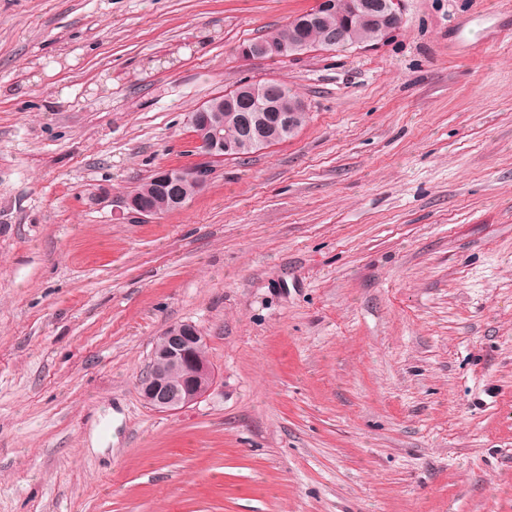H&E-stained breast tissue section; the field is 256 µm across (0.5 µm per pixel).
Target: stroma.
Returning a JSON list of instances; mask_svg holds the SVG:
<instances>
[{
	"instance_id": "stroma-1",
	"label": "stroma",
	"mask_w": 512,
	"mask_h": 512,
	"mask_svg": "<svg viewBox=\"0 0 512 512\" xmlns=\"http://www.w3.org/2000/svg\"><path fill=\"white\" fill-rule=\"evenodd\" d=\"M314 4L0 0V512H512V0L240 55ZM272 78L293 139L116 210ZM183 322L217 384L160 413L139 380ZM299 51L301 53H293L295 51ZM311 49L309 47H297L293 43H288V41H282L278 44H257L255 46L243 45L240 53L243 57L248 59H258V60H278L282 58H298L300 56H304ZM173 177L171 169H164L157 172L154 178L152 176L148 181L142 183L134 194L120 198L118 200L120 204L119 207L122 210H126L127 214L141 221H147L162 215V213L169 212L171 210L170 200L166 194L159 191L155 179L163 183H170L173 181ZM135 195L147 199L161 213L144 205Z\"/></svg>"
}]
</instances>
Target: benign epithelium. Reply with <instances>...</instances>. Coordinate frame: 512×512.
I'll use <instances>...</instances> for the list:
<instances>
[{
  "label": "benign epithelium",
  "mask_w": 512,
  "mask_h": 512,
  "mask_svg": "<svg viewBox=\"0 0 512 512\" xmlns=\"http://www.w3.org/2000/svg\"><path fill=\"white\" fill-rule=\"evenodd\" d=\"M402 0H383V15L378 19L379 28L384 36H389L401 24L400 4ZM337 0H316L315 6L293 19V25L314 26L324 14L333 11ZM310 48L297 47L293 43L282 41L278 44L244 45L240 53L248 59L278 60L298 58ZM252 99L263 102V111L273 109L268 101L271 91L269 82H252ZM194 152L203 159V163L189 169L183 177L194 184L196 191L206 186L210 174V163L236 158L241 145L245 142L257 148L273 144V140L260 131L253 130L251 121H246L242 136L237 139H224L220 130L223 119L214 115L212 121L199 124L190 122ZM120 208L142 221L160 216V212L151 209L138 200L135 195L118 200ZM207 338L199 328L191 323H178L169 326L157 337L150 355V361L140 380L141 395L150 407L172 413L201 402L213 389L216 371L208 356L204 353Z\"/></svg>",
  "instance_id": "1"
}]
</instances>
